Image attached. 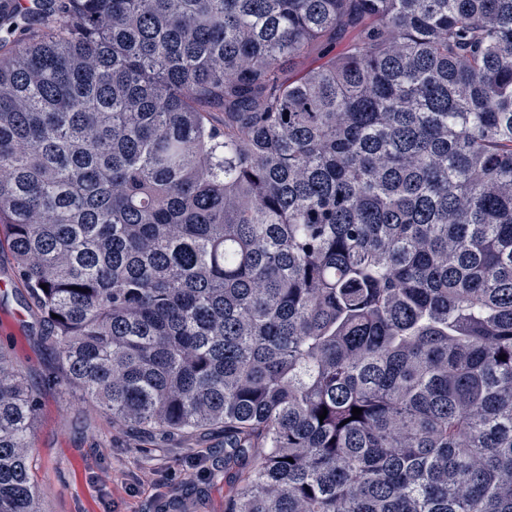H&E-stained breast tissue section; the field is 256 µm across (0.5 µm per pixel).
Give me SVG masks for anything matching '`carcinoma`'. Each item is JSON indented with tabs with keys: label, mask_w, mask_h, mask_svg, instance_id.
Returning <instances> with one entry per match:
<instances>
[{
	"label": "carcinoma",
	"mask_w": 512,
	"mask_h": 512,
	"mask_svg": "<svg viewBox=\"0 0 512 512\" xmlns=\"http://www.w3.org/2000/svg\"><path fill=\"white\" fill-rule=\"evenodd\" d=\"M2 243L224 512H512V0H0ZM40 406L0 347V512Z\"/></svg>",
	"instance_id": "cac0c4a2"
}]
</instances>
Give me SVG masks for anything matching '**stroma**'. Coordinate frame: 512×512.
I'll return each mask as SVG.
<instances>
[{
    "mask_svg": "<svg viewBox=\"0 0 512 512\" xmlns=\"http://www.w3.org/2000/svg\"><path fill=\"white\" fill-rule=\"evenodd\" d=\"M0 343L40 393L30 460L44 512H224V433L159 445L113 425L98 406L59 382L55 353L36 315L10 323L26 291L13 282L12 258L0 249Z\"/></svg>",
    "mask_w": 512,
    "mask_h": 512,
    "instance_id": "1",
    "label": "stroma"
}]
</instances>
